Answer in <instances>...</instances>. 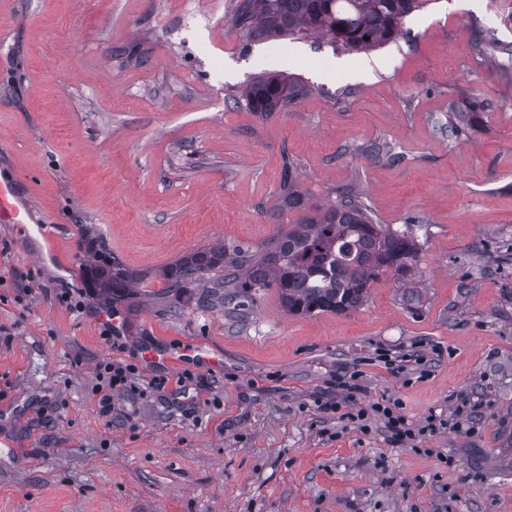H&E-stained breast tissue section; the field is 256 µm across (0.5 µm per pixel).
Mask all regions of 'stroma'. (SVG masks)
Wrapping results in <instances>:
<instances>
[{"label": "stroma", "instance_id": "1", "mask_svg": "<svg viewBox=\"0 0 512 512\" xmlns=\"http://www.w3.org/2000/svg\"><path fill=\"white\" fill-rule=\"evenodd\" d=\"M238 2L185 43L207 0H10L0 17V180L24 215L0 223V512H512V55L476 46L512 45V0H431L358 52L244 47ZM277 71L309 94L265 117L227 101ZM472 98L485 109L451 135L449 104ZM287 159L309 204L354 186L377 223L418 225V300L389 275L341 314H288L269 288L233 319L164 292L185 253L295 221ZM98 255L149 275L119 335L89 292ZM157 345L177 361L149 367ZM416 348L421 372L380 359ZM106 360L137 367L112 416L92 393ZM356 369L350 396L336 380ZM385 398L416 424L465 401L481 418L395 444L344 417Z\"/></svg>", "mask_w": 512, "mask_h": 512}]
</instances>
